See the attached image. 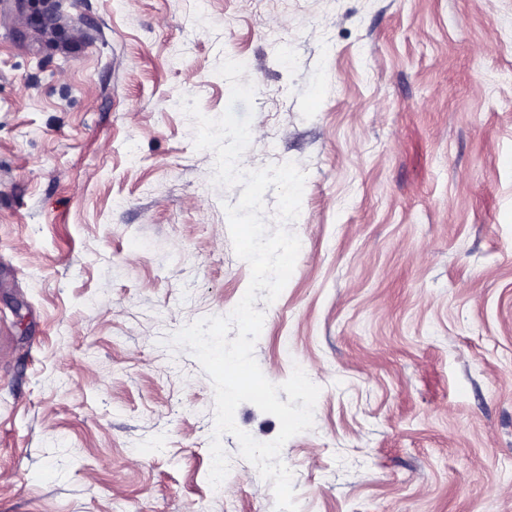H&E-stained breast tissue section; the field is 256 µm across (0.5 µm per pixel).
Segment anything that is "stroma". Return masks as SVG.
<instances>
[{
  "mask_svg": "<svg viewBox=\"0 0 512 512\" xmlns=\"http://www.w3.org/2000/svg\"><path fill=\"white\" fill-rule=\"evenodd\" d=\"M509 68L512 0H0V512H274L232 435L210 484L171 343L251 277L191 97L251 115L241 169L306 175L254 347L320 389L299 512H512Z\"/></svg>",
  "mask_w": 512,
  "mask_h": 512,
  "instance_id": "1",
  "label": "stroma"
}]
</instances>
